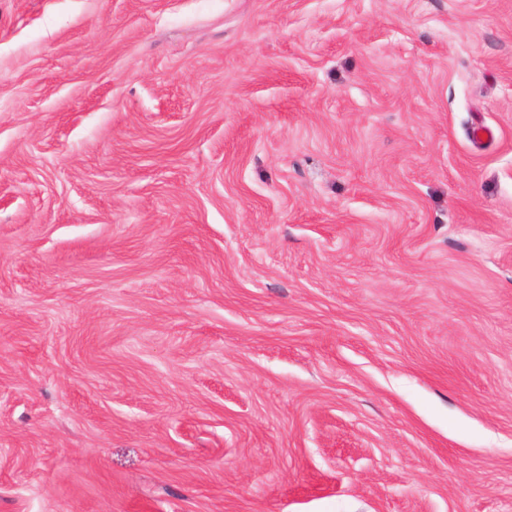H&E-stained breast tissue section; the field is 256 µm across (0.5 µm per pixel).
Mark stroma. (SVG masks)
<instances>
[{"label":"stroma","instance_id":"obj_1","mask_svg":"<svg viewBox=\"0 0 512 512\" xmlns=\"http://www.w3.org/2000/svg\"><path fill=\"white\" fill-rule=\"evenodd\" d=\"M0 512H512V0H0Z\"/></svg>","mask_w":512,"mask_h":512}]
</instances>
